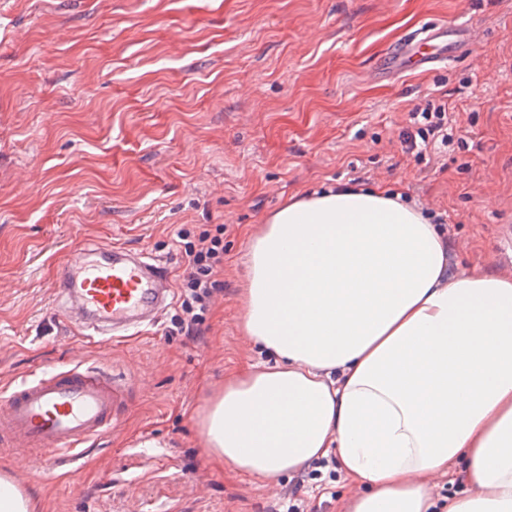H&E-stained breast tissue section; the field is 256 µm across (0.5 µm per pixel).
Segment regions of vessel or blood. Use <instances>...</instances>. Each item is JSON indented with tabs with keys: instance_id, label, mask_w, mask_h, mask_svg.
Instances as JSON below:
<instances>
[{
	"instance_id": "b4317fda",
	"label": "vessel or blood",
	"mask_w": 512,
	"mask_h": 512,
	"mask_svg": "<svg viewBox=\"0 0 512 512\" xmlns=\"http://www.w3.org/2000/svg\"><path fill=\"white\" fill-rule=\"evenodd\" d=\"M476 33L445 22L405 36L384 61L387 74L429 70L474 53ZM173 302L166 266L111 243L78 247L59 265L52 313L82 336L118 337L153 325ZM126 387L109 371L73 360L15 385L0 397V441L36 449L55 465L81 459L87 444L117 429Z\"/></svg>"
}]
</instances>
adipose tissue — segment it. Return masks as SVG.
<instances>
[{
  "label": "adipose tissue",
  "instance_id": "obj_1",
  "mask_svg": "<svg viewBox=\"0 0 512 512\" xmlns=\"http://www.w3.org/2000/svg\"><path fill=\"white\" fill-rule=\"evenodd\" d=\"M243 264L266 359L200 409L210 458L272 482L335 457L338 512H512V275L462 269L414 201L347 184L266 216Z\"/></svg>",
  "mask_w": 512,
  "mask_h": 512
}]
</instances>
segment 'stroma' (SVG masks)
Instances as JSON below:
<instances>
[{
  "label": "stroma",
  "mask_w": 512,
  "mask_h": 512,
  "mask_svg": "<svg viewBox=\"0 0 512 512\" xmlns=\"http://www.w3.org/2000/svg\"><path fill=\"white\" fill-rule=\"evenodd\" d=\"M478 29L475 53L375 78L408 33ZM448 102L447 146L405 151L409 114ZM337 183L396 188L443 225L460 263L507 272L512 226V0H0V387L80 357L129 384L118 431L32 478L0 471L40 512H279L301 491L336 512L341 476L297 488L213 463L194 415L226 374L258 361L238 325L245 227ZM224 227V291L203 336L170 314L99 344L50 327V286L73 248L105 242L184 272L180 227Z\"/></svg>",
  "instance_id": "stroma-1"
}]
</instances>
